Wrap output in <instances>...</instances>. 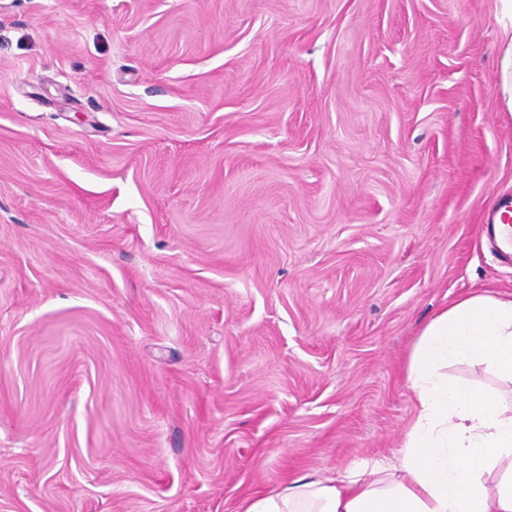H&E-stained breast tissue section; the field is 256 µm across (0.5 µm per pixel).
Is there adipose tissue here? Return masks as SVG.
<instances>
[{
    "instance_id": "1",
    "label": "adipose tissue",
    "mask_w": 512,
    "mask_h": 512,
    "mask_svg": "<svg viewBox=\"0 0 512 512\" xmlns=\"http://www.w3.org/2000/svg\"><path fill=\"white\" fill-rule=\"evenodd\" d=\"M451 363L512 382V298L460 297L422 329L406 376L414 416L393 458L336 479L300 476L251 496L242 512H512V403L451 380Z\"/></svg>"
}]
</instances>
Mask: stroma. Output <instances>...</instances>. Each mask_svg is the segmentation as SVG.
I'll return each instance as SVG.
<instances>
[{
  "label": "stroma",
  "instance_id": "stroma-1",
  "mask_svg": "<svg viewBox=\"0 0 512 512\" xmlns=\"http://www.w3.org/2000/svg\"><path fill=\"white\" fill-rule=\"evenodd\" d=\"M499 0H0V512H240L393 456L512 295ZM512 198L501 200L486 217L484 225L496 241L499 253L512 260ZM496 225V226H495ZM499 228L498 232L496 228ZM495 230V231H494Z\"/></svg>",
  "mask_w": 512,
  "mask_h": 512
}]
</instances>
